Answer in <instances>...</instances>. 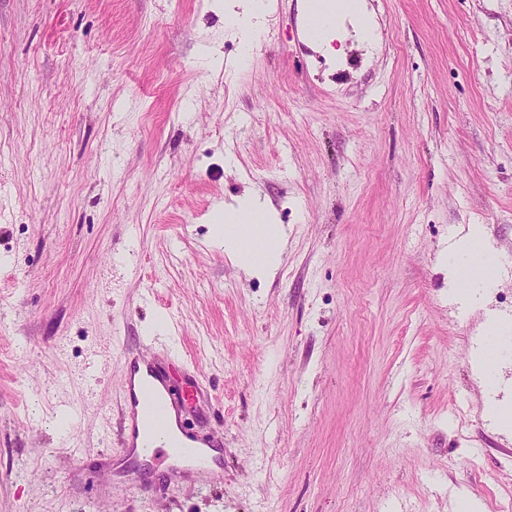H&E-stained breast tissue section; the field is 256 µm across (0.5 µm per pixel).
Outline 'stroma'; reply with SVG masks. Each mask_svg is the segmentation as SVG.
<instances>
[{"label":"stroma","mask_w":512,"mask_h":512,"mask_svg":"<svg viewBox=\"0 0 512 512\" xmlns=\"http://www.w3.org/2000/svg\"><path fill=\"white\" fill-rule=\"evenodd\" d=\"M363 3L331 55L304 0L248 48L215 0H0V512L512 504L470 361L512 319V0ZM247 192L288 231L272 277L213 242ZM472 224L498 275L462 310ZM130 353L199 386L217 482L125 452ZM481 271L471 269L469 264H460L448 268V279L455 282L457 288L452 292V297L464 304H473L476 298L470 289L471 283L480 279Z\"/></svg>","instance_id":"1"}]
</instances>
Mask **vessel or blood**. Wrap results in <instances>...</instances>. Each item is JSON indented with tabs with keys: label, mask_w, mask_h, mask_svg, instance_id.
<instances>
[{
	"label": "vessel or blood",
	"mask_w": 512,
	"mask_h": 512,
	"mask_svg": "<svg viewBox=\"0 0 512 512\" xmlns=\"http://www.w3.org/2000/svg\"><path fill=\"white\" fill-rule=\"evenodd\" d=\"M131 377L126 381L125 407L130 433L125 440L130 455L143 458L156 467H167L169 460L183 456L193 464L184 476L210 482L216 477L207 451L193 447L194 436L182 432L180 438L167 440L166 430L172 409L174 390L162 371L152 362L130 357Z\"/></svg>",
	"instance_id": "obj_1"
}]
</instances>
